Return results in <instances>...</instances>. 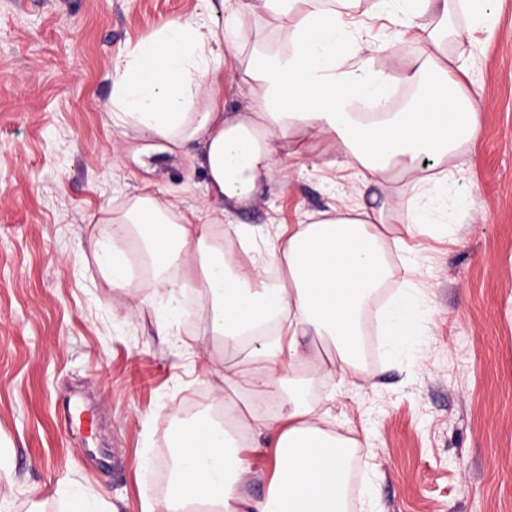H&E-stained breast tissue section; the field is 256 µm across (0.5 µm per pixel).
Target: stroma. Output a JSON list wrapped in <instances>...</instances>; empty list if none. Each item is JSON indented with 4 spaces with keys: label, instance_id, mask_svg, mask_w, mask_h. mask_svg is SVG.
Returning <instances> with one entry per match:
<instances>
[{
    "label": "stroma",
    "instance_id": "stroma-1",
    "mask_svg": "<svg viewBox=\"0 0 512 512\" xmlns=\"http://www.w3.org/2000/svg\"><path fill=\"white\" fill-rule=\"evenodd\" d=\"M201 0H0V495L12 512H67L74 490L97 512L159 506L154 467L185 398L219 396L232 350L182 329L158 335L168 294L116 288L94 241L105 206L161 194L216 208L196 147L168 150L110 118L112 69ZM464 46L448 44L465 91L485 105L476 139L446 165L448 205L416 279L431 290L416 349L393 351L364 319L365 382H315L353 455L358 499L376 512H512V0H491ZM343 155L303 159L235 212L238 224L299 223L334 199L373 205L382 189L342 178ZM245 491L273 474L265 440L247 450Z\"/></svg>",
    "mask_w": 512,
    "mask_h": 512
}]
</instances>
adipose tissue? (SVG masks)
Returning <instances> with one entry per match:
<instances>
[{
	"instance_id": "ef3b65f1",
	"label": "adipose tissue",
	"mask_w": 512,
	"mask_h": 512,
	"mask_svg": "<svg viewBox=\"0 0 512 512\" xmlns=\"http://www.w3.org/2000/svg\"><path fill=\"white\" fill-rule=\"evenodd\" d=\"M360 0H232L231 21L217 27L210 12L172 18L137 43L112 69L114 126L148 132L169 148L195 145L210 194L224 206L180 210L168 199L135 195L109 211L98 231L112 285L129 287V242L153 267L154 287L170 289L171 310L186 292L206 290L202 330L223 337L240 359L219 378L234 430L200 417L181 430L171 458L164 512H345V464L359 442L336 433L329 410L310 402L315 378L362 379L361 315L393 276L388 255L414 253L430 236L432 212L448 199V159L479 132L482 103L461 89L460 67L444 50L463 40L451 23L465 6L472 25L487 0H370L369 13L399 16L398 40L424 50L408 67L375 66L379 45L362 39L354 19ZM272 20L284 36L265 44L252 25ZM349 53L336 51L339 39ZM231 55L250 90L243 112L224 109V55ZM443 88L397 112H365L388 85ZM343 149V168L363 186L399 184L396 198L375 207L345 200L278 226L271 233L231 223L251 202L280 157ZM424 290L405 287L383 321L392 346L416 335ZM333 347L312 361L311 345ZM273 441L267 495L249 498L244 440Z\"/></svg>"
}]
</instances>
